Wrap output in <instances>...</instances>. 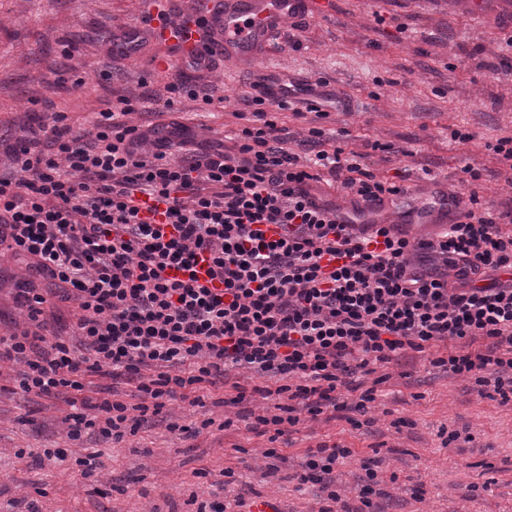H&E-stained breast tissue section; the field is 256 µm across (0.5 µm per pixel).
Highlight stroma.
<instances>
[{"instance_id": "stroma-1", "label": "stroma", "mask_w": 512, "mask_h": 512, "mask_svg": "<svg viewBox=\"0 0 512 512\" xmlns=\"http://www.w3.org/2000/svg\"><path fill=\"white\" fill-rule=\"evenodd\" d=\"M210 3L0 0V175L10 174L8 148L56 113L77 133L126 97L134 106L130 124L162 132L176 116L198 142L227 145L244 125L240 114L259 77L321 78L348 108L325 119L281 113L289 146L313 157L308 130L320 127L331 145L368 154L377 176L409 171L411 198L386 206L389 221L408 204L428 205L433 189H459L468 166L481 173L471 187L490 212L512 204V168L492 149L512 136V26L502 24L512 0L479 9L470 0H325L324 14L274 31L258 58L219 57L204 71L178 61L156 67L165 48L153 41L129 56L111 51L115 34L150 32L161 15L175 24ZM179 79L211 88L213 103L181 97L166 108L165 87ZM455 129L470 140H453ZM375 141L393 144V152L370 151ZM20 273L13 258L0 256V336L26 320L12 298ZM18 370L0 362V512L33 505L39 512H196L227 468L280 512H317L319 486L298 484L295 473L305 450L329 440L353 450L331 475L351 506L370 468L384 491L375 500L380 512H512V403L480 397L469 378L410 354L356 375L374 392L358 425L304 414L269 442L249 429L255 415L275 411L274 399L252 392L267 380L239 368L207 388L203 405L167 402L119 442L85 435L64 463L43 451L68 446L63 420L71 408L61 397L21 392ZM174 422L197 435L170 431ZM273 444L285 460L264 457ZM235 445L241 453H232ZM93 452L101 474L86 478L79 461ZM417 486L424 489L418 498L411 493Z\"/></svg>"}]
</instances>
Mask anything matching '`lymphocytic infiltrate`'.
Listing matches in <instances>:
<instances>
[{
	"label": "lymphocytic infiltrate",
	"mask_w": 512,
	"mask_h": 512,
	"mask_svg": "<svg viewBox=\"0 0 512 512\" xmlns=\"http://www.w3.org/2000/svg\"><path fill=\"white\" fill-rule=\"evenodd\" d=\"M247 102L256 122L242 128L235 152L214 149L187 164L169 156L190 144L187 130L175 122L161 137L126 125L128 104L76 135L54 115L53 154L37 137L11 148L15 174L0 177V254L24 267L16 304L35 326L44 305L74 309L80 338L75 347L56 333L0 336V360L21 366V391L79 392L107 367L137 381L135 407L106 401L99 415L66 416L74 444L89 429L122 439L169 400L202 404V390L230 366L278 378L259 394L280 398L279 411L255 424L279 436L299 423L300 407L314 417L327 407L365 411L371 391L348 403L337 389L409 350L470 377L479 395L512 402V232L502 230L512 206L492 214L476 194L451 192L460 214L423 239L395 224L347 223L315 195V169L341 178L354 208L408 188L377 179L341 147L300 160L266 111L302 106L323 118L342 99L273 79L256 83ZM264 224L281 225L283 236L266 240ZM201 250L224 280L223 297L194 278L165 276L174 265L191 269ZM158 364L165 373L147 376ZM350 454L323 442L299 462L300 483L326 493L318 512L372 507L374 481L361 485L356 508L332 488L331 473Z\"/></svg>",
	"instance_id": "f902f5d3"
}]
</instances>
